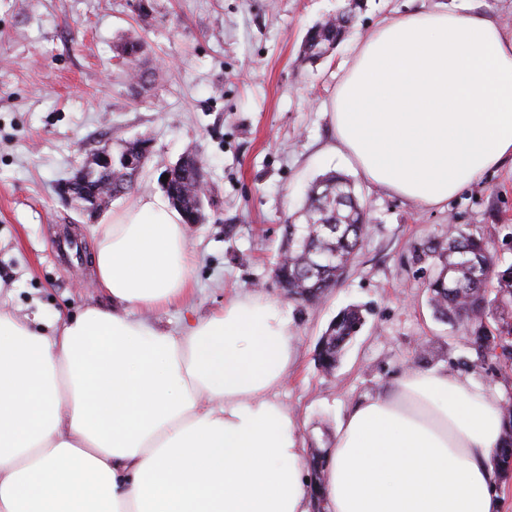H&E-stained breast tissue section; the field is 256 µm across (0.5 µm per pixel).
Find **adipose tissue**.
<instances>
[{
	"mask_svg": "<svg viewBox=\"0 0 512 512\" xmlns=\"http://www.w3.org/2000/svg\"><path fill=\"white\" fill-rule=\"evenodd\" d=\"M328 151L429 207L512 167V30L418 8L359 43ZM187 228L145 194L96 231L108 306L48 330L0 309V512H311L296 425L277 400L289 321L252 295L179 331L138 317L192 295ZM504 391L412 371L351 407L329 449L328 512H502Z\"/></svg>",
	"mask_w": 512,
	"mask_h": 512,
	"instance_id": "ef3b65f1",
	"label": "adipose tissue"
}]
</instances>
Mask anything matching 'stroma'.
I'll return each instance as SVG.
<instances>
[{"mask_svg": "<svg viewBox=\"0 0 512 512\" xmlns=\"http://www.w3.org/2000/svg\"><path fill=\"white\" fill-rule=\"evenodd\" d=\"M441 0H362L354 27L327 57L299 60L315 24L346 0H0V305L52 322L105 304L91 266L95 220L55 192L86 152L147 135L153 156L140 193H161L165 167L194 155L206 171L208 218L188 227L190 306L152 313L166 327L209 316L234 296L258 294L290 319L293 365L279 390L304 448L333 447L352 405L410 371L445 368L476 383L512 386V365L479 360L467 330L434 313L430 243L457 226L486 238L512 264V170L486 175L443 207H425L330 159L325 112L358 42L384 21ZM146 44L155 81L137 84L117 57ZM348 175L370 231L341 283L296 303L273 266L282 226L323 174ZM366 322L333 373L314 349L337 313Z\"/></svg>", "mask_w": 512, "mask_h": 512, "instance_id": "obj_1", "label": "stroma"}]
</instances>
